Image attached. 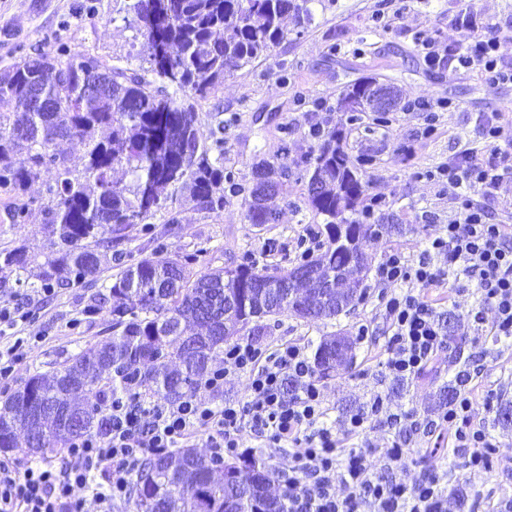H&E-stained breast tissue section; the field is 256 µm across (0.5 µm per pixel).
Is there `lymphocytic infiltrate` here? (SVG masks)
<instances>
[{
	"label": "lymphocytic infiltrate",
	"mask_w": 512,
	"mask_h": 512,
	"mask_svg": "<svg viewBox=\"0 0 512 512\" xmlns=\"http://www.w3.org/2000/svg\"><path fill=\"white\" fill-rule=\"evenodd\" d=\"M423 48L430 63L478 68L492 85L512 81V59L503 54L495 25H470L462 49L445 56L431 43ZM504 138L501 116H492L483 131L486 162L464 157L438 168L457 203L454 218L429 238L418 258L392 252L376 268L381 322L360 332L372 334L379 365L393 379H417L450 348L426 294L447 281L473 285L478 297L470 314L472 346L489 336L512 341V226L488 223L483 204L502 182ZM487 309L493 321H485ZM243 372L250 379L247 401L224 399L225 381ZM481 375L478 356L470 355L455 376L447 408L425 417L402 410L388 392L373 391L339 431L329 421L306 347L286 341L269 349L260 338H242L225 345L223 369L205 382L217 403L117 398L108 404L107 432L75 441L56 460H0V512H89L93 506L112 512L126 500L144 460L200 434L220 456L253 459L263 445L281 448L271 471L285 512H455L458 471H512V456L501 455L498 439L478 417L500 394L495 384L473 387ZM374 428L384 432L386 447L369 439ZM442 436L457 468L420 450ZM395 466L412 468V476L392 475Z\"/></svg>",
	"instance_id": "lymphocytic-infiltrate-1"
}]
</instances>
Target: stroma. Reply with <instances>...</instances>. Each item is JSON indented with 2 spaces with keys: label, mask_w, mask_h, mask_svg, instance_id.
Returning a JSON list of instances; mask_svg holds the SVG:
<instances>
[{
  "label": "stroma",
  "mask_w": 512,
  "mask_h": 512,
  "mask_svg": "<svg viewBox=\"0 0 512 512\" xmlns=\"http://www.w3.org/2000/svg\"><path fill=\"white\" fill-rule=\"evenodd\" d=\"M125 5L126 0H0V69L18 62L22 48L37 46L51 52L59 41L112 66H142L135 32L123 20ZM465 7L497 24L500 31L512 28V0H313L314 21L309 27L286 20V39L227 76L219 92L196 104L201 143H208L211 128L223 124L224 167L246 187L259 160L291 163L316 147L309 129L317 123L342 130L350 156L367 153L376 159L367 172L366 195L380 199L375 214L391 230L365 248V299L332 319L309 322L284 312L259 321L266 339L295 341L311 354L327 337H356L352 362L319 380L331 418L338 423L361 408L377 386L388 391L397 406L422 416L448 404L441 393L455 374L448 357H441L419 378L400 383L385 375L372 346L357 335L360 326L375 317L374 275L385 255L398 250L418 257L435 229L454 216L448 187L433 178V171L468 149L476 159H485L481 125L486 116L498 112L512 122V82L490 86L478 69L451 71L424 58L423 40H432L440 51L463 41L465 33L455 20ZM368 78L395 86L406 105L382 122L375 113L365 112L359 122L349 123L348 113L337 111L336 102L349 85ZM301 95L306 98L302 105L297 102ZM421 102L438 115L429 136L424 133V114L417 108ZM54 176V171H42L28 187L23 197L28 220L0 233V248L22 243L37 257L49 252L43 189ZM164 195V208L150 218L153 237L161 238L169 253H197L196 268L202 272L238 264L247 256L271 271L290 268L303 227L323 225L322 217L306 204V180L294 170L272 202L279 214L274 224L248 223L238 197L226 200L222 209L205 211L175 187H168ZM172 211L177 212L178 223H168ZM98 251L103 261L95 283L48 298L21 288L14 297L0 300L2 306L23 311L15 322L0 323V347L19 338L24 341L11 377L0 381V395L35 373L47 372L51 361L107 337L108 314L91 323L81 320L85 305L103 293L113 274L109 248L102 244ZM429 294L440 316L454 322L457 355L472 354L469 314L475 296L445 285L430 288ZM482 362L484 372L476 386L498 382L504 400L512 402V351L486 342Z\"/></svg>",
  "instance_id": "stroma-1"
}]
</instances>
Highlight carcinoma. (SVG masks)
<instances>
[{"instance_id":"1","label":"carcinoma","mask_w":512,"mask_h":512,"mask_svg":"<svg viewBox=\"0 0 512 512\" xmlns=\"http://www.w3.org/2000/svg\"><path fill=\"white\" fill-rule=\"evenodd\" d=\"M312 0H129L124 21L142 37L150 67L110 66L66 43L55 54L39 49L0 70V99L21 111L0 112V189L20 196L41 170L55 171L45 185L52 250L39 264L38 281L23 279L35 262L24 245L0 249V263L18 272L15 285L55 294L93 282L100 257L91 244L117 243L135 226L151 234V210L163 208L161 191L177 186L202 210L224 207L244 196L245 219L267 223L276 214L268 200L280 193L288 164L261 160L247 189L224 170V122L200 144L195 103L224 85V77L252 64L285 37V19L300 27L313 20ZM167 48L157 62L153 47ZM98 83L95 93L82 80ZM39 86L45 109L33 106ZM378 83L350 85L337 104L340 112H392L399 91L390 88L388 105L373 103ZM94 128L104 132L86 143L83 168H71L58 142L81 138ZM317 149L295 162L309 175L308 205L324 217V250L301 254L296 269L311 268L315 281H296L281 289L288 272L270 274L248 257L234 266L192 273L194 253L165 257L167 246L133 264L122 249L112 252L118 269L106 293L82 314L92 322L102 310L112 317L111 335L50 363L0 400V451L17 448L49 458L77 439L104 431V404L116 394L143 400L177 401L194 395L212 364L224 358V344L255 320L302 305L307 319L337 316L359 298L365 265L362 246L389 224H368L375 203L367 201L364 168L353 165L340 145L342 132L319 135ZM127 169L131 183L114 178ZM247 269L262 281L245 285ZM13 285V286H15ZM0 281V297L14 294ZM342 306H336V300ZM336 357V337L315 353L316 370ZM222 473L216 480L215 473ZM268 474L256 460H224L180 448L144 461L130 483L133 512H283L278 498L265 494Z\"/></svg>"}]
</instances>
